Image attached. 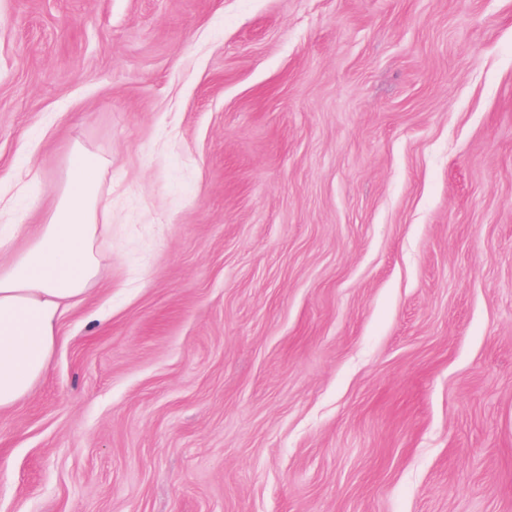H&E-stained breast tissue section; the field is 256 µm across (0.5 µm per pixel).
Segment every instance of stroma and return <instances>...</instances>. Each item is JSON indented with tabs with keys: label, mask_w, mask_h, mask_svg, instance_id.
Listing matches in <instances>:
<instances>
[{
	"label": "stroma",
	"mask_w": 512,
	"mask_h": 512,
	"mask_svg": "<svg viewBox=\"0 0 512 512\" xmlns=\"http://www.w3.org/2000/svg\"><path fill=\"white\" fill-rule=\"evenodd\" d=\"M77 145L0 512H512V0H0L17 244ZM104 166L100 157L75 147L59 200L19 253L13 224L0 226V255L13 256L0 264V411L28 396L45 376L57 321L99 279L95 246L107 210L97 174Z\"/></svg>",
	"instance_id": "1"
}]
</instances>
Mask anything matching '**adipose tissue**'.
<instances>
[{
	"instance_id": "ef3b65f1",
	"label": "adipose tissue",
	"mask_w": 512,
	"mask_h": 512,
	"mask_svg": "<svg viewBox=\"0 0 512 512\" xmlns=\"http://www.w3.org/2000/svg\"><path fill=\"white\" fill-rule=\"evenodd\" d=\"M104 165L83 148L71 152L61 196L23 250L13 249V225L0 226V255L10 258L0 264V411L45 376L57 321L99 279L96 242L106 209L97 174Z\"/></svg>"
}]
</instances>
